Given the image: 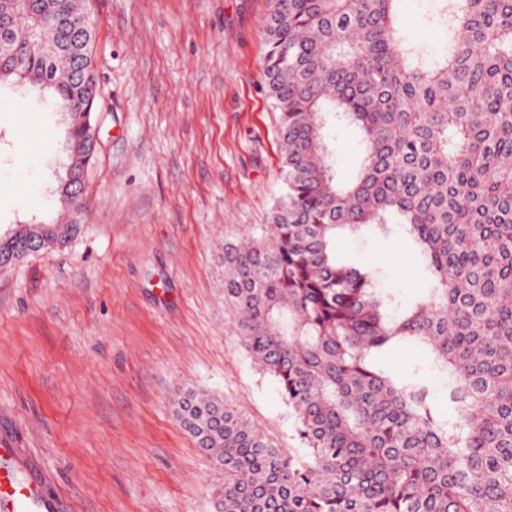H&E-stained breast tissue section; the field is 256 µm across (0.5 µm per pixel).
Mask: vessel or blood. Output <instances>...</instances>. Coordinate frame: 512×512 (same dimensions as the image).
Segmentation results:
<instances>
[{
  "label": "vessel or blood",
  "mask_w": 512,
  "mask_h": 512,
  "mask_svg": "<svg viewBox=\"0 0 512 512\" xmlns=\"http://www.w3.org/2000/svg\"><path fill=\"white\" fill-rule=\"evenodd\" d=\"M17 452L0 448V512H60L59 496L51 493L33 466L17 471Z\"/></svg>",
  "instance_id": "vessel-or-blood-1"
}]
</instances>
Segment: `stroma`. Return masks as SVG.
Masks as SVG:
<instances>
[{
	"instance_id": "35a3bbf8",
	"label": "stroma",
	"mask_w": 512,
	"mask_h": 512,
	"mask_svg": "<svg viewBox=\"0 0 512 512\" xmlns=\"http://www.w3.org/2000/svg\"><path fill=\"white\" fill-rule=\"evenodd\" d=\"M95 30L97 153L80 231L0 270V444L46 475L67 512H211L220 481L174 413L188 386L233 401L307 457L277 382L224 322V235L267 221L282 190L262 87L270 0H85ZM432 0H404L429 53ZM67 127L52 98L0 91V235L52 223ZM338 258L407 301L424 294L408 240L341 234ZM398 377L430 355L403 345Z\"/></svg>"
}]
</instances>
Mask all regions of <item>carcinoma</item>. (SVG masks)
<instances>
[{
	"instance_id": "carcinoma-1",
	"label": "carcinoma",
	"mask_w": 512,
	"mask_h": 512,
	"mask_svg": "<svg viewBox=\"0 0 512 512\" xmlns=\"http://www.w3.org/2000/svg\"><path fill=\"white\" fill-rule=\"evenodd\" d=\"M55 0H0V25L64 47L79 35ZM403 0H271L263 89L278 118L284 188L268 223L224 236L226 323L273 376L307 449L269 443L230 401L189 388L177 418L221 477L212 512H512V0H435L448 36L428 54L403 36ZM86 61L23 44L0 86L24 82L68 115L85 155ZM363 154L337 179L331 131ZM59 233L24 224L16 250L62 244L79 225L58 196ZM390 225L431 282L408 303L336 258V232ZM417 343L448 377L396 378L385 353Z\"/></svg>"
}]
</instances>
